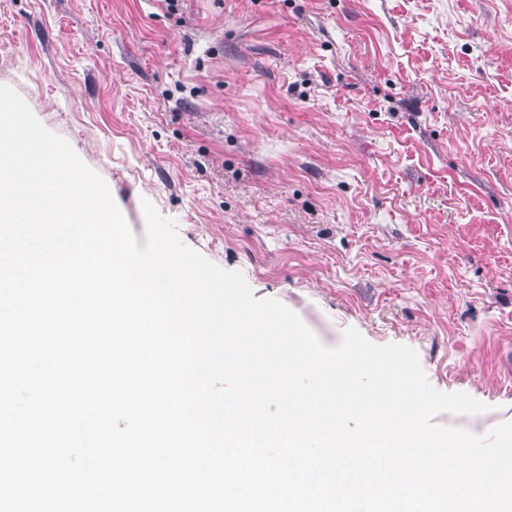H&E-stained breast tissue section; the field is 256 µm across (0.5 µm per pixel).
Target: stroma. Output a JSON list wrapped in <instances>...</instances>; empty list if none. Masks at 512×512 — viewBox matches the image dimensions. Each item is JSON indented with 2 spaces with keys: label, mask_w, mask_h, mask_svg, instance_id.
I'll use <instances>...</instances> for the list:
<instances>
[{
  "label": "stroma",
  "mask_w": 512,
  "mask_h": 512,
  "mask_svg": "<svg viewBox=\"0 0 512 512\" xmlns=\"http://www.w3.org/2000/svg\"><path fill=\"white\" fill-rule=\"evenodd\" d=\"M0 85L136 236L512 422V0H0Z\"/></svg>",
  "instance_id": "35a3bbf8"
}]
</instances>
